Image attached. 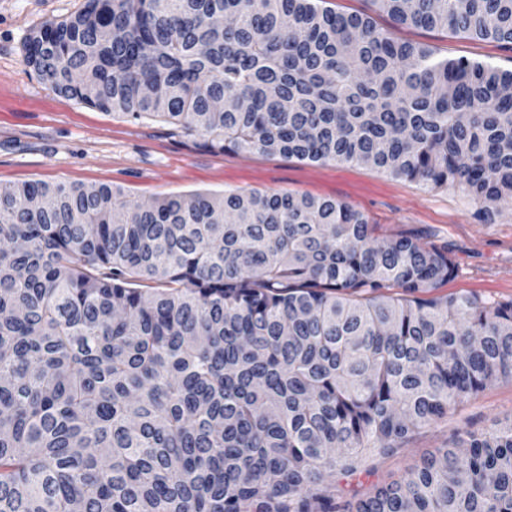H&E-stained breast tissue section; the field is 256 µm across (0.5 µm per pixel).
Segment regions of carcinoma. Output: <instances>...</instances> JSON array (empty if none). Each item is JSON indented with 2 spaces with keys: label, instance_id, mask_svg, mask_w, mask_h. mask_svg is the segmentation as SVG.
<instances>
[{
  "label": "carcinoma",
  "instance_id": "obj_1",
  "mask_svg": "<svg viewBox=\"0 0 512 512\" xmlns=\"http://www.w3.org/2000/svg\"><path fill=\"white\" fill-rule=\"evenodd\" d=\"M370 2L512 43V0ZM24 63L221 152L461 187L481 224L512 207V69L323 0H86ZM1 238L24 247L0 250V512H512V418L336 502L365 452L512 382V300L436 294L448 253L306 193L67 182L0 193Z\"/></svg>",
  "mask_w": 512,
  "mask_h": 512
}]
</instances>
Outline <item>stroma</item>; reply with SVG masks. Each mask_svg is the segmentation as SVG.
<instances>
[{
    "mask_svg": "<svg viewBox=\"0 0 512 512\" xmlns=\"http://www.w3.org/2000/svg\"><path fill=\"white\" fill-rule=\"evenodd\" d=\"M83 4L0 0V188L24 182L103 184L141 202L232 189L333 198L363 213L380 235H415L447 250L457 272L444 293L512 299V217L478 223L463 189L431 190L361 165L215 152L199 138L173 132L161 119L132 122L54 93L25 65V42L42 23L67 18ZM325 4L339 13L370 15L397 40L431 46L439 56L512 68V44L397 26L374 13L369 0ZM510 416L512 384L491 386L446 420L416 431L397 453H365L360 470L340 479L342 496L347 501L364 497L373 485L404 477L424 454L447 446L457 431L485 430Z\"/></svg>",
    "mask_w": 512,
    "mask_h": 512,
    "instance_id": "stroma-1",
    "label": "stroma"
}]
</instances>
